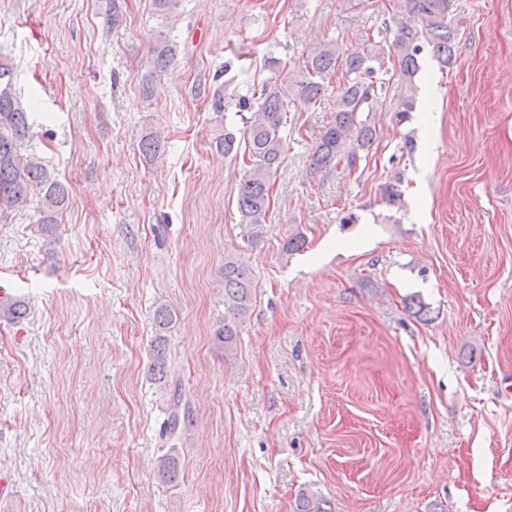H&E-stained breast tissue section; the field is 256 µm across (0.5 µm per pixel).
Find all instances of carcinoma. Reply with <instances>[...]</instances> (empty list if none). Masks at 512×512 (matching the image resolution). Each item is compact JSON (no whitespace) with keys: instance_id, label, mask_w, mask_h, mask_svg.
I'll return each instance as SVG.
<instances>
[{"instance_id":"cac0c4a2","label":"carcinoma","mask_w":512,"mask_h":512,"mask_svg":"<svg viewBox=\"0 0 512 512\" xmlns=\"http://www.w3.org/2000/svg\"><path fill=\"white\" fill-rule=\"evenodd\" d=\"M181 0H152L154 14L168 19L176 12ZM454 0H389L394 28H386L392 38L381 43L367 38L362 47L347 52L339 48L337 40L323 39L307 47L302 64L289 70L279 85L253 84L249 93L238 98L236 114L243 127L238 129L225 122L229 103L224 90L216 89L207 98L209 111L214 116L213 142L226 156L243 160L245 169L238 185L237 207L247 224L248 245L258 244L264 225L269 223L272 190L275 175L284 162L287 151L283 128L288 125V112L309 110L321 105L326 83L341 74L342 85L331 107L330 120L319 130L310 155V169L314 172L330 169L347 159L355 166L358 152L368 149L376 130L358 119L361 112L370 111V102L379 91L397 76L405 80L407 92L399 113L415 109L413 78L419 70V57L425 48L442 67L456 62V33L448 27V14ZM418 18L422 26L415 29L410 20ZM177 55V42L170 38V30L160 28L150 44L149 71L144 75L142 94L151 97L154 79L167 71ZM12 68L0 61V206L14 207L27 201L36 190L41 194V206L35 224L37 232L47 243H52L59 215L69 202L70 186L60 180L40 158L21 150L32 126L30 113L18 104L12 90ZM249 115H243V112ZM162 137L150 131L140 140L141 153L155 158L161 148ZM401 181L384 186L383 198L390 206L402 202ZM219 275L224 283V316L215 325L214 342L224 348V357L234 353L239 327L251 315L256 284L249 267L237 256L224 257ZM27 307L21 300L0 305V318L19 319ZM155 336L151 343V379L167 388L168 417L166 431L176 435L191 424V408L184 400L182 384L169 381L172 360L167 333L173 322L170 309L161 306L153 317ZM158 474L166 483L179 478V461L172 451L158 458ZM298 512H332L323 507V501L314 495L302 494Z\"/></svg>"}]
</instances>
